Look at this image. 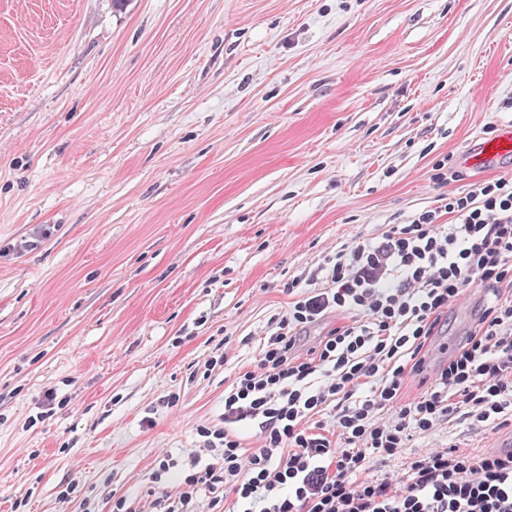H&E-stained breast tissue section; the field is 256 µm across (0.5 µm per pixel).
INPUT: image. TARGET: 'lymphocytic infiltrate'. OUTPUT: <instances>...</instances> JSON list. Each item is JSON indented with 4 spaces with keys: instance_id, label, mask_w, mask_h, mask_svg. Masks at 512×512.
Segmentation results:
<instances>
[{
    "instance_id": "f902f5d3",
    "label": "lymphocytic infiltrate",
    "mask_w": 512,
    "mask_h": 512,
    "mask_svg": "<svg viewBox=\"0 0 512 512\" xmlns=\"http://www.w3.org/2000/svg\"><path fill=\"white\" fill-rule=\"evenodd\" d=\"M451 222L418 214L325 259L327 287L303 292L274 318L256 366L224 397V426L203 429L211 462L184 482L225 493L236 512H512V449L482 455L443 450L412 458L401 476L368 480V454H393L411 430L452 413L512 425V180L485 183L447 203ZM487 297L474 330L433 388L398 404L420 375L428 340L448 303L467 290ZM350 314L307 352L306 330ZM393 407L391 421L377 411ZM333 409L337 439L305 421ZM257 423L260 448L244 453L235 426Z\"/></svg>"
}]
</instances>
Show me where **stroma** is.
Instances as JSON below:
<instances>
[{"label": "stroma", "instance_id": "obj_1", "mask_svg": "<svg viewBox=\"0 0 512 512\" xmlns=\"http://www.w3.org/2000/svg\"><path fill=\"white\" fill-rule=\"evenodd\" d=\"M511 119L512 0H0V512L179 497L270 318Z\"/></svg>", "mask_w": 512, "mask_h": 512}]
</instances>
